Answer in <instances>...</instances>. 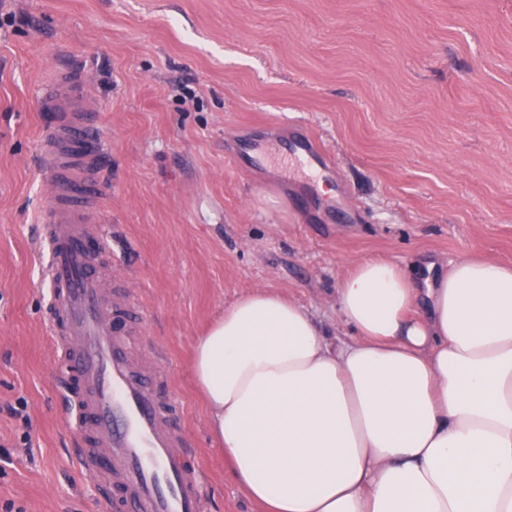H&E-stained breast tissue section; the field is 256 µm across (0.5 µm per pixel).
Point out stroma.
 I'll return each mask as SVG.
<instances>
[{"label": "stroma", "instance_id": "stroma-1", "mask_svg": "<svg viewBox=\"0 0 512 512\" xmlns=\"http://www.w3.org/2000/svg\"><path fill=\"white\" fill-rule=\"evenodd\" d=\"M78 66L108 160L97 221L139 293L205 512H259L209 428L191 345L257 288L336 343L348 267L512 265V0H0V512H112L76 467L43 324L38 96ZM308 126L339 186L279 154Z\"/></svg>", "mask_w": 512, "mask_h": 512}]
</instances>
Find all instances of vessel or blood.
I'll list each match as a JSON object with an SVG mask.
<instances>
[{"mask_svg":"<svg viewBox=\"0 0 512 512\" xmlns=\"http://www.w3.org/2000/svg\"><path fill=\"white\" fill-rule=\"evenodd\" d=\"M88 100L82 73L68 69L57 71L39 103L49 195L38 217L48 247L44 321L71 366L64 405L82 440L77 466L102 478L112 512H203L200 473L174 424L167 374L159 361L134 359L124 347L139 301L126 288L108 296L100 278L111 262L108 233L94 223L106 147ZM284 147L309 182L336 171L334 163L316 164L322 149L312 136Z\"/></svg>","mask_w":512,"mask_h":512,"instance_id":"obj_1","label":"vessel or blood"}]
</instances>
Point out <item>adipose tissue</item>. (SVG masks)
Listing matches in <instances>:
<instances>
[{"instance_id": "1", "label": "adipose tissue", "mask_w": 512, "mask_h": 512, "mask_svg": "<svg viewBox=\"0 0 512 512\" xmlns=\"http://www.w3.org/2000/svg\"><path fill=\"white\" fill-rule=\"evenodd\" d=\"M351 342L262 289L193 341L231 473L264 512H512V267L466 258L421 286L354 264Z\"/></svg>"}]
</instances>
